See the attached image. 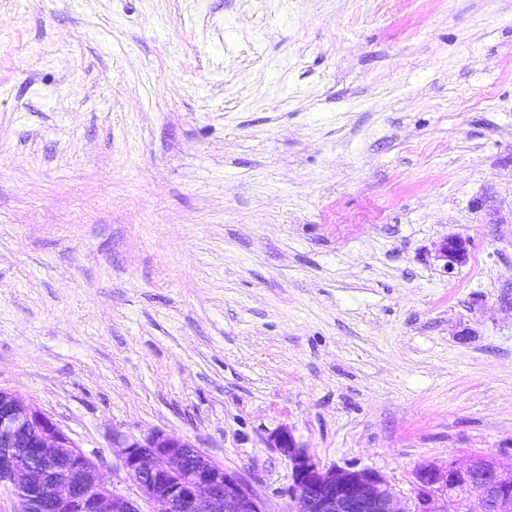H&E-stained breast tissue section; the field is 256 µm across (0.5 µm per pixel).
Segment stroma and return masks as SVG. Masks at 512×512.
I'll return each mask as SVG.
<instances>
[{
    "label": "stroma",
    "instance_id": "stroma-1",
    "mask_svg": "<svg viewBox=\"0 0 512 512\" xmlns=\"http://www.w3.org/2000/svg\"><path fill=\"white\" fill-rule=\"evenodd\" d=\"M507 294L512 0H0V389L141 512L113 435L266 512L283 429L405 508L511 467ZM437 256L445 261L444 267L453 270L456 265H462L468 258L467 242L461 237L450 235L439 245Z\"/></svg>",
    "mask_w": 512,
    "mask_h": 512
}]
</instances>
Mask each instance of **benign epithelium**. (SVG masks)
<instances>
[{
    "instance_id": "1",
    "label": "benign epithelium",
    "mask_w": 512,
    "mask_h": 512,
    "mask_svg": "<svg viewBox=\"0 0 512 512\" xmlns=\"http://www.w3.org/2000/svg\"><path fill=\"white\" fill-rule=\"evenodd\" d=\"M437 257L452 270L466 262L467 242L450 235ZM112 442L122 448L123 466L141 497L165 503V512H265L238 474L181 437L156 432ZM272 442L291 465L294 512H512V468L482 455L464 466L450 462L444 470L421 467L411 508L401 511L380 474L353 466L323 468L286 429ZM0 487L12 490L17 512H141L107 480L99 458L86 454L41 408L2 389Z\"/></svg>"
}]
</instances>
